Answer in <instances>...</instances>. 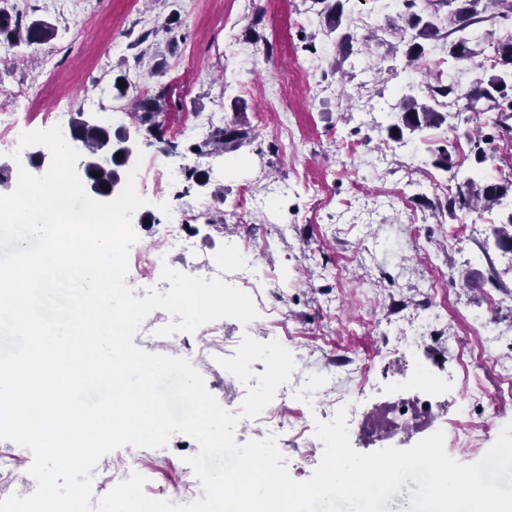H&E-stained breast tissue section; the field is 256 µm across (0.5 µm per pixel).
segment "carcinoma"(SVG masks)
Wrapping results in <instances>:
<instances>
[{"mask_svg":"<svg viewBox=\"0 0 512 512\" xmlns=\"http://www.w3.org/2000/svg\"><path fill=\"white\" fill-rule=\"evenodd\" d=\"M439 2L441 5H455L446 17H441L440 12L424 13L415 11L416 0H398L396 19L393 25L409 34L405 41L403 55L407 64L413 66L424 59L427 50V41L435 39L444 24H449L451 29L448 35L452 40L448 47V56L454 64H460L472 60L475 52L470 48L474 41H487L492 34L480 35L474 26L486 21L484 14L489 7H500L497 17L503 21L512 20V0H427L428 4ZM321 5L318 15L323 17L327 32L332 34L342 25L344 14L343 0H313ZM0 35L5 36L18 44L29 45L40 43L53 38L56 29L46 21H28L23 16L12 15L0 9ZM495 51L496 64L488 70H483L481 76L474 79L467 89L459 88L453 81L446 85L437 84L429 88V96L425 99H417L413 96H403L395 107L396 113L393 123L386 127L388 138L393 141H401L404 138L415 137L426 129L438 128L447 120V114L441 111L446 106L442 99L453 98L454 105L460 112L480 114L477 108L479 100L495 102L500 110L498 118L493 122V128L500 134L512 132V126L507 120L512 118V75L508 68L512 66V38L507 41H498L492 44ZM165 92L161 91L151 98L140 101L137 109L140 110L137 119L142 124L161 126L164 122L165 108L162 100ZM75 139L85 151L86 172L91 174L89 180L100 191L112 186L117 180L118 167L128 166L133 163L129 155L122 159H114L117 141L121 140V133H112V127L100 123H90L83 118L75 119L71 126ZM247 138V135L234 126L228 124L223 128L214 130L203 143L205 153L223 154L239 149ZM494 140V135H479L476 143H484L476 149L477 162L486 163L495 160V152L489 144ZM432 165L451 173V179H457V172L453 171L454 163L449 151V144L438 146L432 153ZM467 192L461 191L448 196V209L459 208L468 213L490 211L501 204L502 198L512 188V181L506 184L487 183L475 187L474 181L466 179ZM512 212L508 213L503 225L495 227L492 235L496 245L505 243L512 245Z\"/></svg>","mask_w":512,"mask_h":512,"instance_id":"1","label":"carcinoma"}]
</instances>
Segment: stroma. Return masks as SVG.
Wrapping results in <instances>:
<instances>
[{
  "mask_svg": "<svg viewBox=\"0 0 512 512\" xmlns=\"http://www.w3.org/2000/svg\"><path fill=\"white\" fill-rule=\"evenodd\" d=\"M27 18L56 28L49 42L13 45L0 36V122L28 130L60 127L55 104L97 118L136 99L164 94L162 130L138 120L120 127L138 134L137 156L173 172L170 182L147 179L133 227L130 256L155 253L162 265L211 279L208 259L230 247L253 250L275 276V309L247 327L224 318V335L278 341L294 357L290 383L301 395L287 415L331 421L336 398L362 389L366 403L387 400L400 367L398 348L419 339L408 359L449 395L503 388L501 367L512 368V255L490 245L498 211L482 215L445 206L449 176L430 162L441 141L453 145L462 175L481 182L512 177V138L496 139L493 164L472 151L475 121L453 115L447 124L406 142L383 139L391 106L406 94L427 96L429 64L448 56V41L428 44L424 62L406 66L393 57L398 36L393 9L383 0H347L342 33L327 34L313 0H29ZM122 78L126 96L112 83ZM28 87L31 103L10 102ZM215 114L217 126L235 123L250 144L220 157L197 155L203 137L193 125ZM208 183L189 179L190 168ZM254 192L242 199L244 187ZM162 191L165 202L153 198ZM184 224L187 250L169 247L160 224ZM466 225L458 241L450 236ZM458 231V230H457ZM171 320L152 310L133 342L143 351L187 359L226 410L239 403L241 382L220 366L223 348L205 356L185 350L175 335H158ZM498 365H483L484 351ZM190 437L165 447L126 446L101 458L92 471L95 496L123 480L128 458L139 460L144 492L186 504L202 497L187 456ZM0 455L14 460L0 478V499L33 492L32 453L0 440Z\"/></svg>",
  "mask_w": 512,
  "mask_h": 512,
  "instance_id": "35a3bbf8",
  "label": "stroma"
}]
</instances>
